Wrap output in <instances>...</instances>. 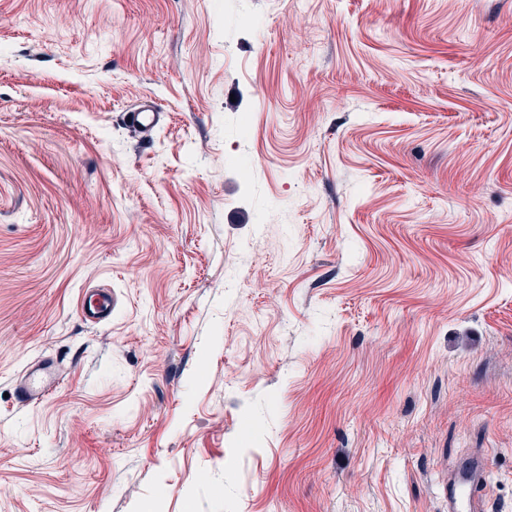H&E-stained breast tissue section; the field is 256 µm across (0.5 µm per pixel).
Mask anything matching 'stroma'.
<instances>
[{
    "label": "stroma",
    "instance_id": "1",
    "mask_svg": "<svg viewBox=\"0 0 512 512\" xmlns=\"http://www.w3.org/2000/svg\"><path fill=\"white\" fill-rule=\"evenodd\" d=\"M478 455L512 512V0H0V512H448ZM124 118L129 125L142 132H148L160 125L163 111L155 102H145L136 110L125 112ZM96 303L83 301L81 311L85 320L106 322L112 318L117 302L109 289L99 288L93 292ZM62 366L52 358L29 362L20 374L17 396L21 403L30 405L41 402L59 385Z\"/></svg>",
    "mask_w": 512,
    "mask_h": 512
}]
</instances>
